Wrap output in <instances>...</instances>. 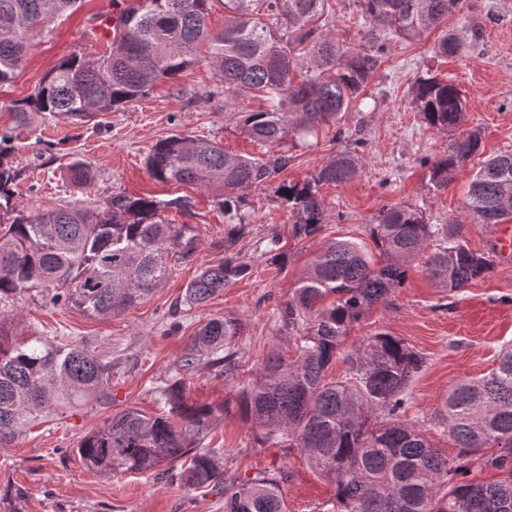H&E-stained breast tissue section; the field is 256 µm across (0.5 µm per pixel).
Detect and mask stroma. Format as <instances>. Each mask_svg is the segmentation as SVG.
<instances>
[{"instance_id":"obj_1","label":"stroma","mask_w":512,"mask_h":512,"mask_svg":"<svg viewBox=\"0 0 512 512\" xmlns=\"http://www.w3.org/2000/svg\"><path fill=\"white\" fill-rule=\"evenodd\" d=\"M116 10V0H82L71 16L48 23L19 73L0 87V132L11 128L12 104L33 93L61 60L75 53L96 58L106 52L101 21ZM320 24L353 46L367 30L354 0H328ZM444 30L463 41L456 55L436 52ZM428 76L456 84L465 100L467 128L480 130L483 137L482 149L442 189L430 182L427 162L447 151L454 136L428 130L409 95L414 82ZM216 84L213 71L201 66L178 80L158 83L148 96L107 115L104 128L55 116L17 131L19 207L100 201L121 191L161 199L186 196L192 208L185 213L171 209L166 216L192 225L198 241L194 256L173 262L171 274L153 295L115 317H93L39 297L0 302V315L12 318L17 339L33 334L78 344L112 364L109 399L55 413L14 442L0 445V512H224L223 497L210 488H189L153 472H91L76 449L86 434L121 410L158 411L155 388L177 371L181 356L209 319L233 314L244 320L246 331L238 345L246 369L257 370L274 347H287L288 334L280 330L276 310L292 297L304 268L336 239H367L368 226L382 209L410 206L433 224L463 219L467 244L478 252L499 243L504 225L464 219L463 206L468 182L481 163L491 154L512 152V0H463L442 29L389 46L366 87L375 105L344 113L339 123L320 126L315 136L290 151L282 178L295 183L310 178L337 152L357 147L363 158L357 177L321 189L330 222L311 237L294 239L292 215L275 184L247 190L250 224L235 249L251 264V274L181 314L179 327L171 328L173 305L189 281L200 267L224 259V216L211 192L153 180L145 166L147 154L160 139L176 133L221 141L233 154L257 157L264 152L242 134L238 113L207 99ZM76 159L94 170L91 191L67 178V167ZM276 236L288 253L283 263L263 255ZM378 330L403 339L427 360L412 385L407 418L436 415L451 387L495 369L501 347L512 342V255L498 253L492 272L457 294L436 288L421 268H414L389 305L376 306L355 327L349 346L360 345ZM234 395L231 384L204 369L187 380L186 400L194 405L231 403ZM210 438L223 453L227 476L240 481L260 471L282 474L287 512H310L334 493L299 449L259 447L237 410L225 413Z\"/></svg>"}]
</instances>
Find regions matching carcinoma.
Here are the masks:
<instances>
[{
  "label": "carcinoma",
  "instance_id": "obj_1",
  "mask_svg": "<svg viewBox=\"0 0 512 512\" xmlns=\"http://www.w3.org/2000/svg\"><path fill=\"white\" fill-rule=\"evenodd\" d=\"M80 0H0V85L23 66L40 27L76 9ZM327 0H224V29L206 23L210 0H129L106 25L109 52L89 60L73 54L48 73L36 90L12 106L14 122L64 114L85 124L145 97L161 81L202 65L217 70L220 88L206 97L253 92L260 110L239 108L240 128L266 148L260 157L230 154L214 139L173 134L159 140L145 165L160 182L219 187L224 213V261L189 282L174 312L192 310L251 272L231 247L249 226L244 190L275 180L288 167V143L303 142L318 125L336 122L365 92L386 52L387 36L415 39L437 29L460 0H355L371 27L356 51L317 26ZM461 40L443 33L437 49L454 54ZM308 75L293 84L296 67ZM425 126L448 134L465 124L466 105L448 80L425 77L411 88ZM478 130L464 131L434 159L429 179L445 188L469 156L479 151ZM13 136L0 133V301L47 294L90 316L124 312L150 297L172 270L171 259L191 257L194 229L163 218L187 211L185 198L161 200L115 193L93 206H14L21 170ZM362 165L355 151L336 154L310 179L277 185L292 213V236L303 239L329 222L323 185L352 180ZM74 185L90 190L95 177L82 161L68 167ZM464 218L480 224L512 220V153L488 157L469 182ZM455 220L429 224L411 207L383 210L369 235L373 254L353 239L332 242L306 269L292 299L279 309L280 329L295 338L293 353L273 350L245 378L235 340L242 319L213 318L196 333L179 372L158 387L163 412L138 409L113 415L83 437L76 452L91 471L145 473L179 462L177 476L189 487L208 486L224 497V512H286L280 478L259 472L238 482L224 478L220 449L204 439L224 416V406L185 401L184 373L205 368L237 383L235 404L262 448H298L310 466L335 486L333 498L311 512H512V343L498 367L460 381L439 414L459 453L435 447L425 422L402 419L410 385L424 356L380 330L349 351L343 345L356 325L391 292L404 286L415 262L437 287L461 292L495 266V252L472 250ZM435 250L425 255L429 245ZM346 364L328 378L336 359ZM112 364L83 347L57 345L42 336L17 341L0 318V442L18 438L29 425L59 409L107 396ZM499 453L487 455L485 449ZM497 472L493 482L466 479L470 469Z\"/></svg>",
  "mask_w": 512,
  "mask_h": 512
}]
</instances>
